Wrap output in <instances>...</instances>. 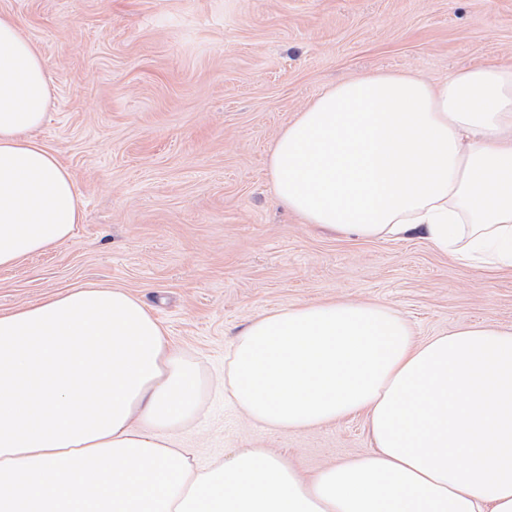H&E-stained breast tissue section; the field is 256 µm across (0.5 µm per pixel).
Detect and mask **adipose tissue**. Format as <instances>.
<instances>
[{
    "label": "adipose tissue",
    "instance_id": "1",
    "mask_svg": "<svg viewBox=\"0 0 512 512\" xmlns=\"http://www.w3.org/2000/svg\"><path fill=\"white\" fill-rule=\"evenodd\" d=\"M52 98L24 25L0 15V268L83 219L37 137ZM268 173L305 223L418 234L512 270V65L330 88L280 133ZM223 386L274 429L364 416L374 448L310 479L264 448L194 467L167 433L196 416L200 374L140 298L85 284L0 311V512H512V331L419 343L379 303L280 308L237 335Z\"/></svg>",
    "mask_w": 512,
    "mask_h": 512
}]
</instances>
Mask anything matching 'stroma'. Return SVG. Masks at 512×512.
<instances>
[{"instance_id":"obj_1","label":"stroma","mask_w":512,"mask_h":512,"mask_svg":"<svg viewBox=\"0 0 512 512\" xmlns=\"http://www.w3.org/2000/svg\"><path fill=\"white\" fill-rule=\"evenodd\" d=\"M0 14L44 58L54 97L37 136L84 212L68 241L0 269V310L89 283L143 300L199 369L201 413L173 436L200 463L266 448L311 477L373 448L361 416L274 432L225 403L214 379L267 311L380 303L418 341L512 330V273L416 235L366 241L304 223L267 170L282 130L332 85L512 64V0H0Z\"/></svg>"}]
</instances>
